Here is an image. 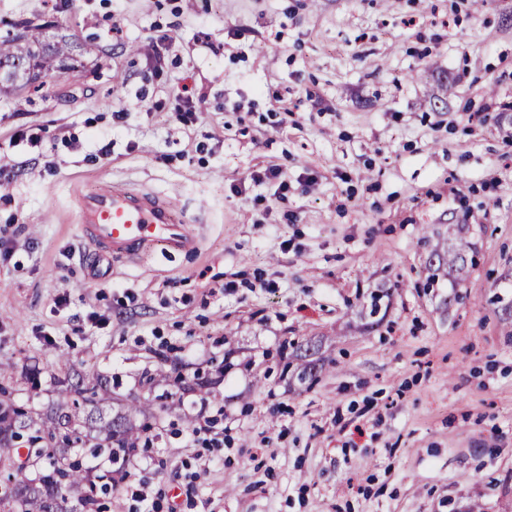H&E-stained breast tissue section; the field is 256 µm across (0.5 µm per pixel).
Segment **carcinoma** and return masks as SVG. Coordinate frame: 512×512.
<instances>
[{
    "mask_svg": "<svg viewBox=\"0 0 512 512\" xmlns=\"http://www.w3.org/2000/svg\"><path fill=\"white\" fill-rule=\"evenodd\" d=\"M17 33L0 37V91L22 90L39 78L63 69L70 59V39L53 40L43 27L30 22L17 24ZM467 243L448 246V272L461 273L467 265ZM61 400L43 417L34 419L14 404L0 399V465L13 466V450L27 448L22 468L46 459L49 467L36 479L16 477L0 487V505L13 504L10 512H61L58 495L65 487L84 488L83 499H94L97 486L88 478L82 463L71 459L70 448H89L90 454L116 460L137 448L134 415L145 412L134 406L112 413L107 393L100 385L84 380L61 382Z\"/></svg>",
    "mask_w": 512,
    "mask_h": 512,
    "instance_id": "1",
    "label": "carcinoma"
}]
</instances>
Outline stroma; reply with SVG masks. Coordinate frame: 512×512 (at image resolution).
<instances>
[{
	"label": "stroma",
	"instance_id": "1",
	"mask_svg": "<svg viewBox=\"0 0 512 512\" xmlns=\"http://www.w3.org/2000/svg\"><path fill=\"white\" fill-rule=\"evenodd\" d=\"M22 19L75 49L0 93V387L147 406L137 478L180 512H512V0H0ZM103 181L198 253L96 257L71 189Z\"/></svg>",
	"mask_w": 512,
	"mask_h": 512
}]
</instances>
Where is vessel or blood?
Instances as JSON below:
<instances>
[{
	"label": "vessel or blood",
	"mask_w": 512,
	"mask_h": 512,
	"mask_svg": "<svg viewBox=\"0 0 512 512\" xmlns=\"http://www.w3.org/2000/svg\"><path fill=\"white\" fill-rule=\"evenodd\" d=\"M76 205L82 237L112 259H133L151 244L170 256L197 248L195 232L178 220L175 205L152 191L104 185L77 196Z\"/></svg>",
	"instance_id": "obj_1"
}]
</instances>
